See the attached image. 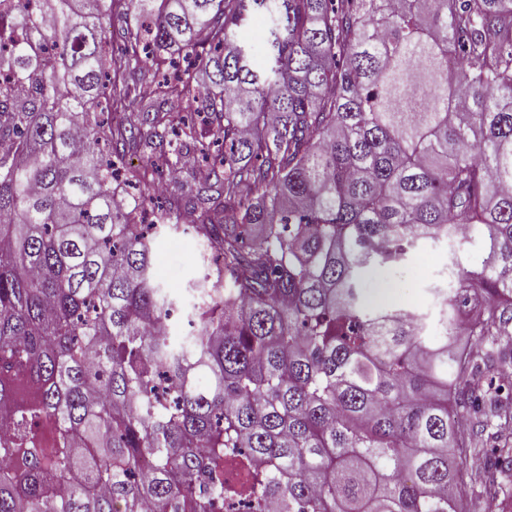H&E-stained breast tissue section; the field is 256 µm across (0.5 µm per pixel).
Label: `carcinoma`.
Listing matches in <instances>:
<instances>
[{
    "instance_id": "cac0c4a2",
    "label": "carcinoma",
    "mask_w": 512,
    "mask_h": 512,
    "mask_svg": "<svg viewBox=\"0 0 512 512\" xmlns=\"http://www.w3.org/2000/svg\"><path fill=\"white\" fill-rule=\"evenodd\" d=\"M124 2L0 0V512H466L455 407L512 464V392L477 376L512 352V0H137L122 39L194 56L159 81L106 48ZM139 81L138 125L105 123ZM137 154L206 166L157 205L114 187ZM185 213L198 326L162 337L155 239ZM443 238L478 256L431 336L362 282ZM35 438L44 448H56L63 438L59 425L49 418H40L36 423Z\"/></svg>"
}]
</instances>
